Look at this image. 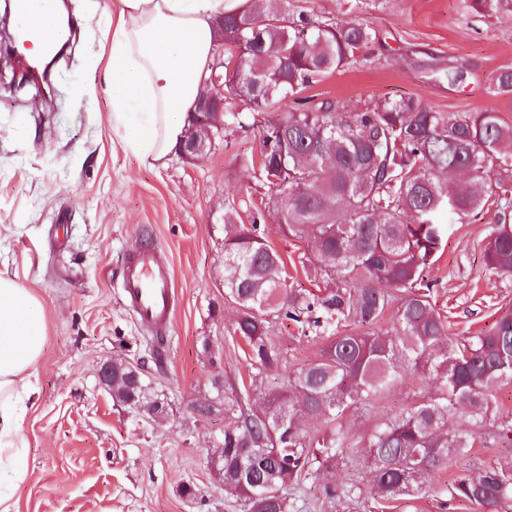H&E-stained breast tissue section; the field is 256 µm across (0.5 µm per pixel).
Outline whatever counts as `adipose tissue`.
<instances>
[{
	"mask_svg": "<svg viewBox=\"0 0 512 512\" xmlns=\"http://www.w3.org/2000/svg\"><path fill=\"white\" fill-rule=\"evenodd\" d=\"M249 0H117L105 84L112 130L141 160L179 143L213 60L215 21ZM45 320L29 289L0 277V512H16L27 477L20 427L36 391L26 372L43 350Z\"/></svg>",
	"mask_w": 512,
	"mask_h": 512,
	"instance_id": "ef3b65f1",
	"label": "adipose tissue"
}]
</instances>
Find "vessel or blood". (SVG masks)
Instances as JSON below:
<instances>
[{
  "instance_id": "b4317fda",
  "label": "vessel or blood",
  "mask_w": 512,
  "mask_h": 512,
  "mask_svg": "<svg viewBox=\"0 0 512 512\" xmlns=\"http://www.w3.org/2000/svg\"><path fill=\"white\" fill-rule=\"evenodd\" d=\"M121 288L140 327L165 334L175 308L176 290L169 269L159 261L154 248L141 246L130 253Z\"/></svg>"
}]
</instances>
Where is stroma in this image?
Returning <instances> with one entry per match:
<instances>
[{
  "label": "stroma",
  "instance_id": "1",
  "mask_svg": "<svg viewBox=\"0 0 512 512\" xmlns=\"http://www.w3.org/2000/svg\"><path fill=\"white\" fill-rule=\"evenodd\" d=\"M69 4L77 36L52 69V102L35 87L10 88L20 52L0 31V276L31 289L46 324L43 354L29 370L39 397L21 424L28 473L16 512H243L211 461L224 414L201 416L193 406L211 394L216 374L237 381L249 372L245 344L230 333L236 309L224 299V212L235 205L247 224L263 209L270 189L251 164L260 149L257 127L288 110L256 113L255 124L229 128L199 158L174 152L142 162L108 122L105 31L114 0ZM288 9L379 33L356 63L308 88L316 101L350 107L413 97L451 114L493 110L512 123V95L492 87L496 71L512 66V22L465 12L460 0H288ZM501 210L493 198L477 216L450 225L421 274L452 338L487 331L512 310V277L493 274L484 258ZM264 225L291 287L318 292L302 267L310 242L285 236L273 214ZM144 242L170 268L177 292L161 364L119 289L128 251ZM279 334L287 362L269 373L268 388L285 383L323 345L293 323ZM115 357L165 395L164 420L142 418L100 387L97 370ZM433 392L422 373L408 371L381 399L348 411L343 462L296 486L292 512H473L443 503L460 467L512 462V442L491 425L462 461L426 475L423 497L385 502L370 490L362 437ZM187 485L195 495L184 494ZM330 487L336 496H327Z\"/></svg>",
  "mask_w": 512,
  "mask_h": 512
}]
</instances>
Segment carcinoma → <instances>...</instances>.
Returning <instances> with one entry per match:
<instances>
[{
	"instance_id": "obj_1",
	"label": "carcinoma",
	"mask_w": 512,
	"mask_h": 512,
	"mask_svg": "<svg viewBox=\"0 0 512 512\" xmlns=\"http://www.w3.org/2000/svg\"><path fill=\"white\" fill-rule=\"evenodd\" d=\"M258 15L246 7L219 23L224 44L243 50L238 71L224 76V91L249 97L251 107L224 113L239 126L253 112L292 100L288 116L260 131V177L274 174L272 207L282 232L312 244L320 294L288 284L281 255L260 224L224 215V295L235 305L233 333L244 340L250 383L224 387L223 457L217 463L224 491L244 512H291L290 490L314 464L336 462L349 440L342 418L403 372H421L436 393L380 420L367 437L369 482L382 499L426 493L422 477L465 456L474 435L493 423L512 440V416L499 413L497 391L512 382V312L467 340L447 338L429 294L418 289L422 268L438 251L445 225L464 222L496 195L494 161L512 153V125L492 110L450 115L414 98L365 109L314 104L301 92L316 78L357 60L376 32L362 24L332 26L288 13V0H265ZM466 12L512 18V0H462ZM497 95L512 94V67L494 77ZM507 204L485 244L487 264L512 276V224ZM396 307L394 333L379 327ZM302 330L336 322L318 357L290 372L288 383L244 408L250 389L283 365L276 327ZM137 378L128 391L112 386L114 401L140 415L161 402L142 374L121 359L112 377ZM324 425L322 436L301 426ZM449 500L483 512L512 504V466L463 468Z\"/></svg>"
}]
</instances>
